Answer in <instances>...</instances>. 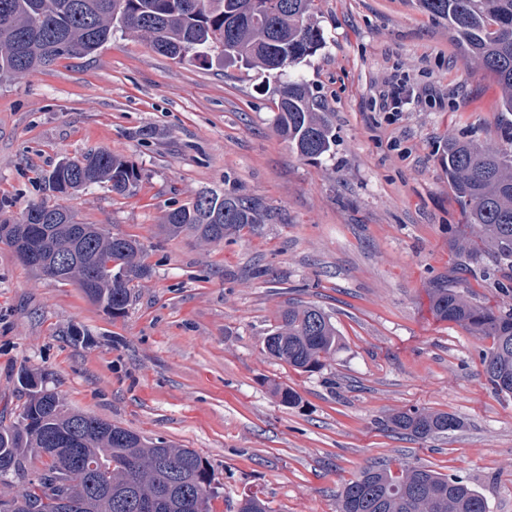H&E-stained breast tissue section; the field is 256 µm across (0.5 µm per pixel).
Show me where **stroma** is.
<instances>
[{"mask_svg": "<svg viewBox=\"0 0 512 512\" xmlns=\"http://www.w3.org/2000/svg\"><path fill=\"white\" fill-rule=\"evenodd\" d=\"M315 5L324 46L297 70L335 129L316 161L275 131L264 69L178 62L132 31L0 83V218L44 199L39 175L59 160L109 150L138 169L133 194L101 184L67 204L136 236L152 269L115 318L0 243V411L22 402L21 369L42 374L67 406L198 451L221 487L217 512L250 491L273 512H336L343 484L374 462L458 478L490 512H512V398L484 374L488 340L437 320L428 296L453 276L465 222L446 143L499 145L501 89L418 0ZM387 79L434 97L380 111ZM203 190L258 198L270 217L218 243L162 234L163 216ZM466 279L477 300L512 308L511 279L481 261ZM297 301L324 309L343 340L315 373L264 351ZM273 380L299 402L282 404ZM408 409L460 426L392 432L387 419Z\"/></svg>", "mask_w": 512, "mask_h": 512, "instance_id": "1", "label": "stroma"}]
</instances>
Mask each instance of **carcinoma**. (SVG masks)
Masks as SVG:
<instances>
[{
	"instance_id": "1",
	"label": "carcinoma",
	"mask_w": 512,
	"mask_h": 512,
	"mask_svg": "<svg viewBox=\"0 0 512 512\" xmlns=\"http://www.w3.org/2000/svg\"><path fill=\"white\" fill-rule=\"evenodd\" d=\"M427 13L448 21V33L463 57L476 60L502 90L501 120L508 142L489 147L451 139L443 162L448 186L460 203L469 232L456 241L465 259L486 262L495 273H512V0H418ZM315 0H0V81L50 67L63 58L96 52L118 29L148 36L157 53L173 60L209 59L258 66L279 76L320 50L323 32L313 20ZM274 127L297 154L316 161L335 142L332 123L309 84L290 77L275 88ZM46 199L0 220V242L16 250L26 243L24 225L43 226V262L35 273L74 281L86 297L116 318L133 301V283L146 279L140 243L87 224L60 203L100 183L127 196L137 188V169L106 149L63 159L41 177ZM260 199L204 190L169 211L162 229L218 243L245 226L264 222ZM430 308L490 341L483 355L489 383L512 396V308L477 302L459 282L437 280ZM341 346L336 324L320 307L290 304L264 339V351L298 373L322 370ZM25 400L9 420L0 417V487L20 479L27 486L0 495V512H138L142 499L155 512H213L219 498L202 456L163 438H152L66 406L42 376L22 369ZM281 403L294 405L297 391L271 382ZM394 431L418 439L459 427L447 412L408 410L387 420ZM41 468L28 477L27 462ZM238 512H272L256 493ZM336 512H489L485 496L463 481L420 466L365 467L338 495Z\"/></svg>"
}]
</instances>
